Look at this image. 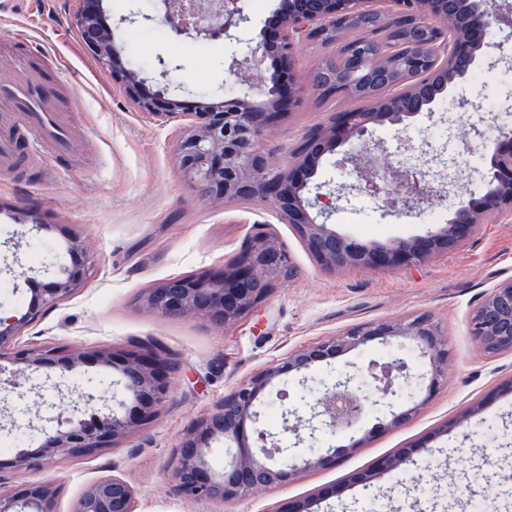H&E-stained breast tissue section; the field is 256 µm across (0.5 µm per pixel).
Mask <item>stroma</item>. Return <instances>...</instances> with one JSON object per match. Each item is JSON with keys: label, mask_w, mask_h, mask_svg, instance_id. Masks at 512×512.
Returning a JSON list of instances; mask_svg holds the SVG:
<instances>
[{"label": "stroma", "mask_w": 512, "mask_h": 512, "mask_svg": "<svg viewBox=\"0 0 512 512\" xmlns=\"http://www.w3.org/2000/svg\"><path fill=\"white\" fill-rule=\"evenodd\" d=\"M276 0H245L248 23L232 38L215 40L202 32L176 35L159 22L163 0H104L111 26L124 35L122 56L146 80L147 91H166L190 106L202 100L223 101L244 81L255 84L252 101L267 99L257 76H270L275 62L256 63L250 44L272 32ZM30 27L37 45L49 47L63 65L78 95L64 109L80 128L77 148L60 167L24 163L0 171V209L28 211L46 229L31 237L26 227L0 222V267L14 254L39 251L42 263L30 275L0 283V307L25 309L32 282L44 283L51 266L66 260L67 234L90 245L83 284L67 299L44 308L13 341L14 349L71 347L93 353L122 351L154 342L173 358L169 401L151 422L139 426L116 447L104 448L77 462L12 475L9 487L38 482L56 493L57 512H72L86 487L99 477L117 475L135 490L136 512H280L296 502L316 500L315 512H461L473 504L470 489L492 483L495 497L488 512H512V394L499 393L512 378V353L485 356L470 332V315L490 287L512 277V217L489 220L459 248L432 255L413 267L322 269L291 225L256 200H200L179 169L174 146L183 128L139 112L94 55L86 49L75 19L74 0H0V42L13 38L16 25ZM512 64V29L494 32L479 66L482 80L458 83L442 103L422 112L408 130L374 127L366 143L347 142L326 156L319 181L337 194L329 219L342 236L367 243L424 235L430 212L447 217L459 198L483 192L472 151L493 138L512 114V84L497 80L502 63ZM343 98L322 100L306 92L302 103L263 137L262 152L281 165L309 130L331 114L353 110ZM422 151L440 191L416 204L410 216H388L384 202L355 189L353 167L365 157L393 158L404 140ZM273 234L296 268L290 282L276 286L257 310L236 323L168 319L146 308L142 296L163 281L195 273H223L256 231ZM431 314L448 348L447 376L436 394L399 429L384 428V413L368 414L361 447L341 453L334 465L303 471L292 483L223 504L193 502L177 496L170 479V453L202 417L214 411L240 382L272 366L277 359L324 337L366 321H395ZM387 346L371 342L347 355L342 368L322 365L306 380L288 375L265 392L257 407L258 425L284 431L285 406H298L300 395H318L333 384L337 372L362 381L369 363L384 362ZM43 369L24 373L27 400L0 393V456L14 453L9 440L25 448L38 445L30 421L47 413L50 401L74 400L71 380L55 393ZM286 392L280 401L278 392ZM485 405L483 419L469 427L455 421L472 404ZM427 451H418V444ZM414 447L411 476L387 475L370 486L357 479L377 459Z\"/></svg>", "instance_id": "1"}]
</instances>
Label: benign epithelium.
<instances>
[{
  "instance_id": "7a95c632",
  "label": "benign epithelium",
  "mask_w": 512,
  "mask_h": 512,
  "mask_svg": "<svg viewBox=\"0 0 512 512\" xmlns=\"http://www.w3.org/2000/svg\"><path fill=\"white\" fill-rule=\"evenodd\" d=\"M76 21L80 36L98 62L112 70V79L121 83L140 112L168 121H185L186 131L176 145V158L182 173L203 200L251 198L271 205L280 219L290 224L314 260L324 269L345 267L381 269L408 266L433 254L456 249L477 234L489 218L512 215V127L502 125L495 139L482 153V179L485 191L478 199L461 201L449 210L448 218L434 224L420 237L398 238L382 245L363 243L341 236L319 215L335 208L328 206L329 196L318 193L315 200L307 197L316 177L320 161L335 152L341 140L363 139L372 125L389 124L403 129L411 126L423 107L409 108L407 102L421 96L437 76L452 87L472 74L485 48L490 46V32L512 22L492 7L490 0H279L276 8V32L263 34L251 46L257 62L269 57L279 61V70L269 78L267 88L269 111L258 112L251 100L252 85L244 83L237 93L219 103L199 102L181 110L161 95H150L143 89L139 74L124 61L117 29H103L96 23L100 0H77ZM165 21L180 34L186 30H202L214 39L230 36V31L248 22L241 0H222L213 9L201 0H171ZM374 9H369V6ZM389 12L412 29L404 45L406 73L432 69L424 82L411 84L403 97H380L366 112H337L327 125L309 131L295 152L296 162L285 169L259 151V143L267 128L277 124L285 111L302 98L305 89L321 88V74L311 73L303 80L296 73L298 43L307 40L324 44L322 30L336 25V20L358 13ZM463 14L466 21L456 20ZM407 171L391 164L382 165L369 159L356 167L358 185L374 195L405 207L417 196L434 197L427 190L422 168ZM66 251L70 263L59 268L53 280L39 289L25 311L9 316L0 314V348L20 335L39 316L43 308L69 297L86 278L89 253L83 240L67 237ZM295 266L278 240L265 232L253 236L232 268L222 276L207 274L188 278H170L142 297L143 304L165 318L202 319L216 326H226L253 312L278 282L293 279ZM472 334L488 356L512 352V278L496 283L475 310ZM379 340L381 344L402 349L407 341L412 349L429 361L424 380L425 398H431L447 374L448 352L445 341L432 315L423 313L403 321H371L313 343L278 360L273 366L240 384L224 396L217 408L200 419L172 449L171 482L177 495L186 500L225 502L286 485L297 478L299 467L288 460L271 462V451L292 452L264 442L270 434L255 430L256 440L263 442L256 457L248 443L246 423L256 422L259 395L280 377L305 374L322 364L339 362L349 353ZM88 354L75 349H23L13 356L20 368L9 373L0 367V386L11 387L17 397L25 395L18 382L27 368L57 369L61 374L77 375ZM97 361L117 371L118 383L129 402H120L118 413L103 404L89 422L76 416L78 405L58 408L55 425L40 428L38 448L20 449L13 457L0 462V486L6 484L3 470L30 472L58 463L72 456L92 454L115 446L139 424L156 416L171 393L170 356L154 345L116 353L98 351ZM408 363L399 354L384 364L372 362L367 373L385 397L397 396L395 379L407 376ZM386 426H404L417 412V406L394 408L388 403ZM309 418L298 416V409L287 414L305 423L309 437L323 430L331 436L348 440L339 448L311 453L302 460L303 467L323 468L334 463L336 455L360 447L355 438L369 411L368 398L351 378L339 379L309 404ZM224 440L228 460L224 470L216 474L207 456L211 444ZM427 451V444L378 460L360 477L362 485L385 474H402L415 451ZM0 512H55V494L43 484L30 482L17 488L0 490ZM74 512H136L135 492L122 478L105 476L94 481L77 499Z\"/></svg>"
}]
</instances>
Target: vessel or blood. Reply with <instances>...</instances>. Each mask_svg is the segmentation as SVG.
<instances>
[{
  "label": "vessel or blood",
  "instance_id": "b4317fda",
  "mask_svg": "<svg viewBox=\"0 0 512 512\" xmlns=\"http://www.w3.org/2000/svg\"><path fill=\"white\" fill-rule=\"evenodd\" d=\"M29 36L17 31L11 43L0 46V62L17 63L14 83L0 86V96L11 97L16 109L0 118V169L16 166L23 145L39 151L51 145L55 155L66 154L75 134L61 116L60 105L76 95V87L59 70L45 66L48 51L27 50Z\"/></svg>",
  "mask_w": 512,
  "mask_h": 512
}]
</instances>
